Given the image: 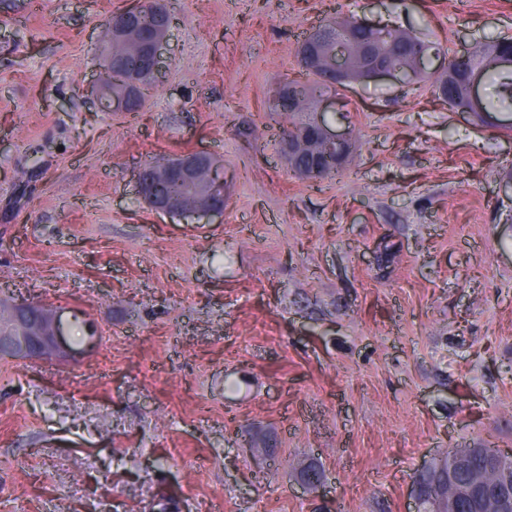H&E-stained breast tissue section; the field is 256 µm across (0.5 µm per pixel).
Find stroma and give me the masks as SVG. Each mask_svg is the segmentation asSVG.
Returning <instances> with one entry per match:
<instances>
[{
    "label": "stroma",
    "mask_w": 512,
    "mask_h": 512,
    "mask_svg": "<svg viewBox=\"0 0 512 512\" xmlns=\"http://www.w3.org/2000/svg\"><path fill=\"white\" fill-rule=\"evenodd\" d=\"M122 0H0V297L82 311L66 362L0 360V512H409L456 448L512 451V136L429 81L339 88L335 176L279 153L277 84L333 16L462 53L512 0H166L145 108L101 111ZM214 153L223 216L137 194L144 164ZM315 460L320 496L295 469Z\"/></svg>",
    "instance_id": "35a3bbf8"
}]
</instances>
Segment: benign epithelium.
Here are the masks:
<instances>
[{
	"mask_svg": "<svg viewBox=\"0 0 512 512\" xmlns=\"http://www.w3.org/2000/svg\"><path fill=\"white\" fill-rule=\"evenodd\" d=\"M156 24L137 39L135 49L143 62V69L131 71L124 77L122 94L116 96L104 87L106 74L112 72V43L102 48L103 68L93 92L105 112H132L137 109L142 81L153 79L162 63V50L173 26L170 13L154 4ZM137 12L126 13L117 19H110L111 37L120 39L136 25ZM354 47L357 51L361 80L379 77H397L416 80V73L422 70V63L436 56V53H418L415 64L401 66L395 62L396 54L377 53L371 38H361ZM346 44L336 42V58L328 61L325 79L341 87L356 83L345 61ZM482 69L476 68L467 82V99L457 112L467 114L485 126L505 129L512 126L509 117L490 118L482 110L480 88ZM319 145L314 154L307 175L319 178L326 174L327 164L340 169L347 163L353 148L350 134L338 133L326 121L324 113L315 114L300 133L284 137L281 154L288 166L295 165L299 148L307 141ZM171 177L187 186L194 201L187 202L175 196H156L148 190V184L157 175ZM140 198L156 214L179 219H202L213 215H224L227 183L220 162L206 151H192L176 155L165 164L161 171L151 166H142L136 176ZM64 309L54 308L39 301H11L9 314L0 322V359H35L42 361H63L72 356L65 335ZM482 461V469L475 468ZM494 476L488 483L484 472ZM419 475L432 480L433 485L442 488L435 494H427L419 482H414L412 495L414 512H461L462 504H468L472 512H512V465L502 455H490L481 447L461 448L423 467ZM298 481L310 492H317L323 478L311 472L310 467L301 470Z\"/></svg>",
	"mask_w": 512,
	"mask_h": 512,
	"instance_id": "1",
	"label": "benign epithelium"
}]
</instances>
